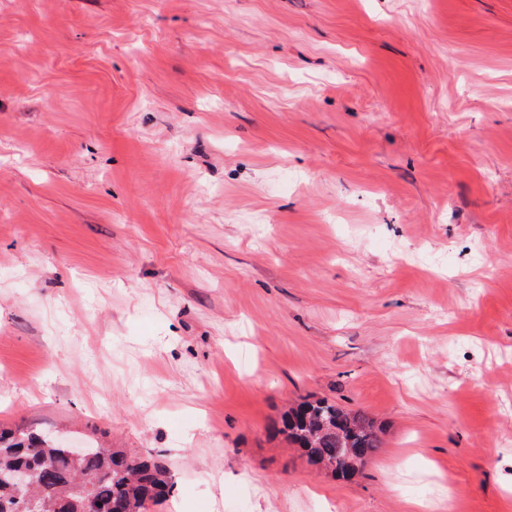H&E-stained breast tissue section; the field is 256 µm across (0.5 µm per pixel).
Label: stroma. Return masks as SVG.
I'll return each instance as SVG.
<instances>
[{
  "instance_id": "35a3bbf8",
  "label": "stroma",
  "mask_w": 512,
  "mask_h": 512,
  "mask_svg": "<svg viewBox=\"0 0 512 512\" xmlns=\"http://www.w3.org/2000/svg\"><path fill=\"white\" fill-rule=\"evenodd\" d=\"M326 398L352 480L272 433ZM149 512H512V0H0V428ZM277 431L304 452L310 465L345 479L359 472L382 445L371 419L327 399L291 408Z\"/></svg>"
}]
</instances>
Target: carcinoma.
<instances>
[{
    "mask_svg": "<svg viewBox=\"0 0 512 512\" xmlns=\"http://www.w3.org/2000/svg\"><path fill=\"white\" fill-rule=\"evenodd\" d=\"M278 432L298 446L309 464L337 477H353L382 445L374 422L327 399L304 401L281 417ZM36 475L34 497L39 512H84L82 492L89 489L104 512L112 507L142 512L148 503L167 499L169 471L150 457L128 455L118 448L89 446L81 456L64 444L46 441L33 431L0 432V504L10 503L9 476L18 469Z\"/></svg>",
    "mask_w": 512,
    "mask_h": 512,
    "instance_id": "1",
    "label": "carcinoma"
}]
</instances>
